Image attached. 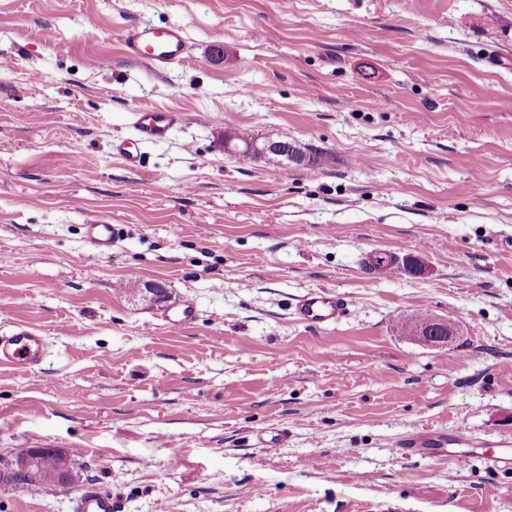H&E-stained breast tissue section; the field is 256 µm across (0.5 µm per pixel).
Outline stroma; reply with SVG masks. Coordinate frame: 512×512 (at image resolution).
<instances>
[{"mask_svg": "<svg viewBox=\"0 0 512 512\" xmlns=\"http://www.w3.org/2000/svg\"><path fill=\"white\" fill-rule=\"evenodd\" d=\"M174 23L184 62L125 60L127 26ZM150 106L186 120L131 170L112 143ZM231 129L333 162L234 156ZM94 216L125 227L111 252ZM312 290L352 314L304 325ZM422 317L456 336L424 344ZM19 322L48 351L0 366V459L81 467L0 483V512H72L88 483L123 512H512L481 451H396L512 440V0H0V333ZM288 152L292 164L303 166L313 172L323 169L332 163L330 154L319 151L307 143L299 141L289 142ZM123 234V225L112 224L108 219L96 218L84 224V241L95 253L111 252L112 245L118 242ZM448 444H456L464 446V448H482L486 445L477 443L470 439H465L458 436L438 437L430 441H423L414 436H407L404 438L400 445V448H396V451L401 455H416L431 453L434 455L446 454V446ZM32 451L42 458H48L49 467L45 470L46 476L35 481L41 477L44 464L32 455H21L17 460V465L24 473H14L13 477L19 484L23 485L22 487L31 489L42 488L46 485L56 483L53 475L60 474L69 476L74 472V468L77 464L76 458L78 457L76 454H63L54 448H37Z\"/></svg>", "mask_w": 512, "mask_h": 512, "instance_id": "obj_1", "label": "stroma"}]
</instances>
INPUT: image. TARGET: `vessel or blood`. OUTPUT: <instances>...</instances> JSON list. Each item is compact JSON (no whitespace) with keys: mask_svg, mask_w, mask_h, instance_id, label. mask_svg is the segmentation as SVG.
<instances>
[{"mask_svg":"<svg viewBox=\"0 0 512 512\" xmlns=\"http://www.w3.org/2000/svg\"><path fill=\"white\" fill-rule=\"evenodd\" d=\"M122 53L132 62L143 63L155 71H163L180 62L187 53L185 31L178 25L163 27H128L122 35ZM185 120L183 113L169 110L146 108L133 115L135 137L113 143L112 150L129 169H139L141 165V145L165 140L173 128ZM123 234L122 225L110 220L96 218L84 226V241L93 252H111L113 244ZM347 301L339 294L327 291H312L303 296L295 307L297 318L304 324L327 327L349 314ZM46 354L44 336L25 324H18L0 335V365L32 369L40 365ZM459 445V452L451 454L454 463H468L467 448L474 442L462 437H439L430 441L405 437L400 445L402 455L447 453L448 444ZM490 469L512 468V442L496 443L487 454ZM73 512H122L120 503L111 492L96 485H84L73 494Z\"/></svg>","mask_w":512,"mask_h":512,"instance_id":"b4317fda","label":"vessel or blood"}]
</instances>
